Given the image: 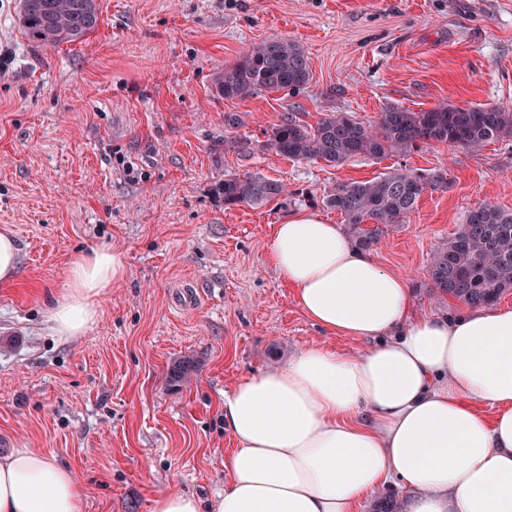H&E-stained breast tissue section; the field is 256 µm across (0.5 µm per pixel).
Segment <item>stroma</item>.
<instances>
[{
  "label": "stroma",
  "instance_id": "1",
  "mask_svg": "<svg viewBox=\"0 0 512 512\" xmlns=\"http://www.w3.org/2000/svg\"><path fill=\"white\" fill-rule=\"evenodd\" d=\"M99 3L85 40L39 46L18 0H0V228L19 248L17 278L0 285V456L43 449L75 475L84 512H151L166 492L223 491L225 390L311 347L362 350L314 327L268 256L291 214L344 224L323 202L331 187L404 167L442 175L371 253L406 278L417 311L464 310L433 288L430 260L470 210H512V137L337 167L277 155L269 138L287 112L313 125L389 106L512 108V0ZM274 37L302 47L309 85L218 95L216 74ZM235 174L287 193L225 208L215 186ZM101 248L123 252L127 274L89 331L60 341L48 309L72 257ZM183 361L195 369L174 381Z\"/></svg>",
  "mask_w": 512,
  "mask_h": 512
}]
</instances>
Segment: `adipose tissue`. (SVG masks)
Segmentation results:
<instances>
[{"instance_id":"obj_1","label":"adipose tissue","mask_w":512,"mask_h":512,"mask_svg":"<svg viewBox=\"0 0 512 512\" xmlns=\"http://www.w3.org/2000/svg\"><path fill=\"white\" fill-rule=\"evenodd\" d=\"M269 260L313 325L365 347H312L225 391L223 492L163 493L152 512H353L390 485L414 491L408 512H512V307L417 313L405 278L306 212L277 225ZM125 273L120 251L76 255L53 335L83 336ZM83 510L43 450L0 457V512Z\"/></svg>"}]
</instances>
